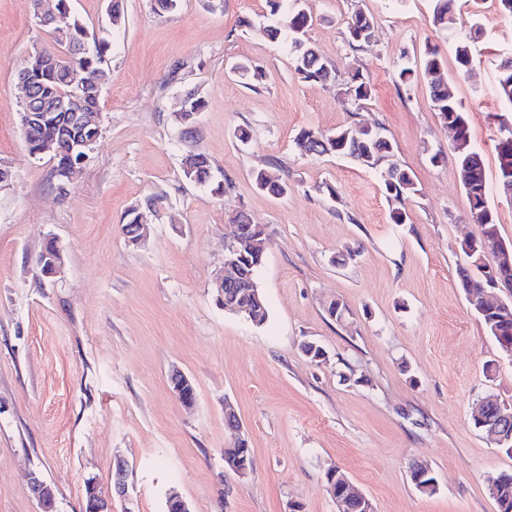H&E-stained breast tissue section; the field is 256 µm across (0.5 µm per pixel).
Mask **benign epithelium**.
<instances>
[{"label":"benign epithelium","mask_w":512,"mask_h":512,"mask_svg":"<svg viewBox=\"0 0 512 512\" xmlns=\"http://www.w3.org/2000/svg\"><path fill=\"white\" fill-rule=\"evenodd\" d=\"M43 52L36 46L26 55V61L31 66L18 74V80L24 90V98L21 103V126L23 131L52 119L56 125V136L49 140L39 142V145L28 147L30 154L39 155L52 152L58 156L65 153L67 159L63 160L57 168V175L61 180L60 191H66L72 174L82 163L87 151L95 143V138L87 137L86 131L100 130L101 113L91 111H78L76 106L87 100L97 99L101 95V86L98 81L99 70L87 66L76 74L73 81L74 89L66 97H61L51 103L39 96L38 83L35 76L39 74V65L42 62ZM480 225L479 236L470 239L472 242L468 252L475 257V262L480 264L483 261L482 255L478 254V247L487 239H493L497 245L499 264L498 267L489 271L490 288H509L512 281L506 279V272L512 270V244L506 243L498 236L497 226L484 224L482 220L475 219ZM41 265L45 274L51 276L57 273L61 267V254L58 248L54 247L49 251L42 252ZM256 272L245 273L239 270L236 259L230 255L224 257V273L216 280V300L224 302V288H234L247 282H254ZM172 387L174 395L184 404L192 405L196 399V392L191 380L180 372L172 374ZM474 416L483 420L488 426L486 438L496 447L500 448L505 444L512 445V406L505 405L495 398L485 397L476 406ZM225 422L229 430L238 434L235 445L224 449V457L235 459V469L238 474L244 475L250 470L248 463L249 445L247 439L240 435L241 427L236 414L232 409H225ZM344 493L336 494V479L329 480V490L333 494L338 512H346L350 502L359 504L363 512H374L371 500L359 491L348 479H343ZM30 488L36 498L40 512H53L54 501L49 499L45 490L44 482L34 473L30 474ZM87 506L85 512H112V503L104 500L98 493L95 482L87 484Z\"/></svg>","instance_id":"1"}]
</instances>
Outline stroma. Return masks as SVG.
<instances>
[{"instance_id": "stroma-1", "label": "stroma", "mask_w": 512, "mask_h": 512, "mask_svg": "<svg viewBox=\"0 0 512 512\" xmlns=\"http://www.w3.org/2000/svg\"><path fill=\"white\" fill-rule=\"evenodd\" d=\"M107 4L69 2L112 49L101 133L62 193L52 155L25 145L16 79L49 37L33 0H0V165L12 172L0 184V512H39L34 471L52 486L56 512H84L90 477L115 512H166L172 489L191 512H336L325 484L332 468L375 512H498L487 479L512 471V453L490 444L470 412L488 396L512 404V360L460 286V245L480 227L468 220L452 134L423 76L397 79L403 62L419 67L426 46H439L500 234L512 242V201L496 189L495 142L500 124H512L496 91L497 67L512 53V20L498 0H457L453 31L475 57L465 77L430 0H305L307 36L335 65L332 84L298 78L287 43L264 32L265 0H181L173 13L124 0L116 32ZM358 11L373 17L375 37L354 47L346 26ZM242 59L263 72L254 85L230 71ZM356 72L373 94L354 109L341 88ZM190 89L204 108L188 128L178 112ZM375 124L419 189L402 224L376 171L296 143L304 130ZM241 126L253 134L245 146L234 136ZM191 151L210 159L223 194L185 178ZM265 166L287 180L288 195L255 188L250 174ZM151 198L149 233L129 243L122 216ZM241 210L269 237L260 326L225 312L213 290L228 220ZM50 242L62 267L47 277L37 259ZM341 254L345 264H333ZM336 300L351 310L345 321L327 314ZM306 340L322 344L327 361L305 356ZM175 370L195 387L193 407L170 389ZM228 405L240 433L224 426ZM240 435L252 455L242 476L224 465ZM120 460L123 498L112 479ZM415 463L434 472V495L411 484Z\"/></svg>"}]
</instances>
